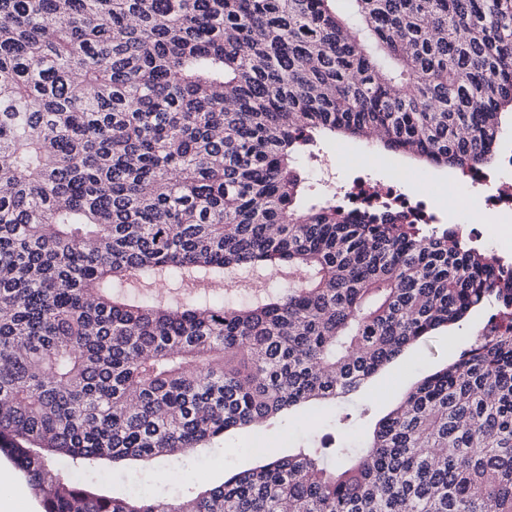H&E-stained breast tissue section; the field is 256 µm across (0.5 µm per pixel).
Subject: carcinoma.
I'll return each instance as SVG.
<instances>
[{
	"instance_id": "cac0c4a2",
	"label": "carcinoma",
	"mask_w": 512,
	"mask_h": 512,
	"mask_svg": "<svg viewBox=\"0 0 512 512\" xmlns=\"http://www.w3.org/2000/svg\"><path fill=\"white\" fill-rule=\"evenodd\" d=\"M512 125V0H0V452L44 512H512V333L372 433L179 499L63 480L358 392L512 307L444 224L305 203L320 142L457 171ZM303 278L248 306L229 275ZM164 282L181 299L127 294Z\"/></svg>"
}]
</instances>
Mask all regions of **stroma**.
Returning <instances> with one entry per match:
<instances>
[{
  "instance_id": "stroma-1",
  "label": "stroma",
  "mask_w": 512,
  "mask_h": 512,
  "mask_svg": "<svg viewBox=\"0 0 512 512\" xmlns=\"http://www.w3.org/2000/svg\"><path fill=\"white\" fill-rule=\"evenodd\" d=\"M322 149L337 154L339 181H349L355 163L361 160L371 164L373 178L381 182L389 180L394 169L400 168L412 174L411 190L429 191L433 203L454 222L464 224L475 218L468 197L451 171L429 168L410 159L392 158L376 147L349 139L326 140ZM289 280L285 272L245 275L237 283L224 286V301L238 305L253 299L270 284L287 287ZM487 320V314H475L448 329L436 331L381 369L359 395L338 405L337 412L349 431L359 433L374 424L419 378L458 356L482 332ZM336 438V428L322 408L302 407L285 414L276 424L232 432L212 447L197 448L183 455L118 464L106 462L89 473L62 461L57 470L64 479L92 483L117 496L134 491L149 498L180 497L191 488L199 491L218 485L225 476L254 467L260 457L291 453L310 439L330 444ZM258 442L264 446L260 455L252 451Z\"/></svg>"
}]
</instances>
